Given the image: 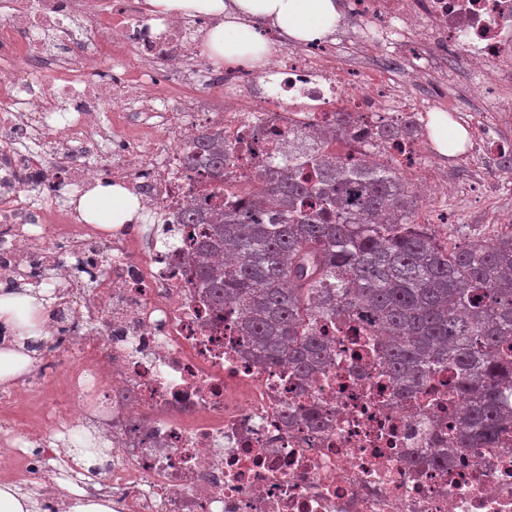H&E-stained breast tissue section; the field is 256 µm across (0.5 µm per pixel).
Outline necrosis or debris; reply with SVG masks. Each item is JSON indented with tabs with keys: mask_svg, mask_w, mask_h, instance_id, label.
I'll return each instance as SVG.
<instances>
[{
	"mask_svg": "<svg viewBox=\"0 0 512 512\" xmlns=\"http://www.w3.org/2000/svg\"><path fill=\"white\" fill-rule=\"evenodd\" d=\"M348 38L408 58L428 78L461 55L479 110L460 123L468 154L501 146L487 121L512 110V0H342ZM205 14L173 18L146 0H0V286L55 280L54 349L0 396V476L38 483L57 512L56 433L90 423L110 441L115 512H512V432L496 450L447 447L463 406L436 374L408 396L388 381L376 333L345 317L325 332L335 354L303 382L243 354L234 322L188 273L187 202L247 199L255 168L284 166L304 131L350 113L349 148L439 177L424 138L384 140L386 122L427 126L449 97L420 103L388 71L354 74L329 40L278 47L254 72L214 66ZM218 131L232 152L220 182L187 169L185 143ZM126 189L141 219L105 230L79 197L102 180ZM173 230L158 239L154 225ZM92 290H84L80 277ZM63 365L61 387L46 383ZM323 412L307 424L306 409Z\"/></svg>",
	"mask_w": 512,
	"mask_h": 512,
	"instance_id": "obj_1",
	"label": "necrosis or debris"
}]
</instances>
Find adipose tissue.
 <instances>
[{
    "label": "adipose tissue",
    "mask_w": 512,
    "mask_h": 512,
    "mask_svg": "<svg viewBox=\"0 0 512 512\" xmlns=\"http://www.w3.org/2000/svg\"><path fill=\"white\" fill-rule=\"evenodd\" d=\"M152 10L163 14L191 12L216 17L207 47L218 57L239 62H264L271 53L261 37L263 25L274 26L289 42L320 39L337 28L341 12L338 0H147ZM139 204L117 185L100 184L81 197L84 219L103 228L131 222ZM45 289L26 285L16 290L0 289V327L13 331L12 340L0 346V382L29 371L26 350L29 339L42 337L48 319Z\"/></svg>",
    "instance_id": "obj_1"
}]
</instances>
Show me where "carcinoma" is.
<instances>
[{"instance_id":"cac0c4a2","label":"carcinoma","mask_w":512,"mask_h":512,"mask_svg":"<svg viewBox=\"0 0 512 512\" xmlns=\"http://www.w3.org/2000/svg\"><path fill=\"white\" fill-rule=\"evenodd\" d=\"M312 170L256 175L265 188L210 216L193 238L192 275L218 311L234 319L248 353L298 377L322 370L332 354L320 321L360 317L381 337L380 360L411 395L433 373L455 370L448 399L463 401L453 444L487 447L512 426V224L475 244L448 246L414 224L404 173L373 155L332 163L308 138ZM227 152L201 134L186 152L224 174Z\"/></svg>"}]
</instances>
